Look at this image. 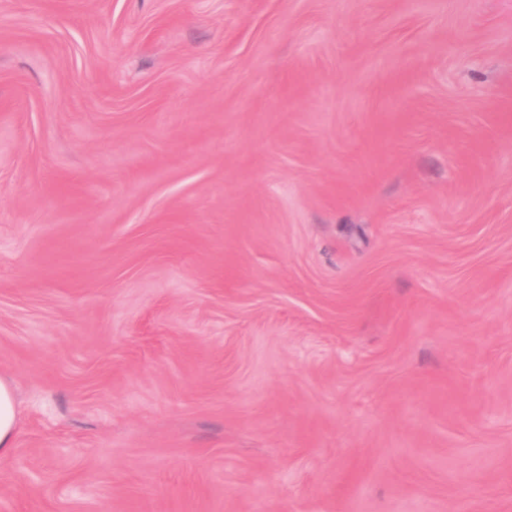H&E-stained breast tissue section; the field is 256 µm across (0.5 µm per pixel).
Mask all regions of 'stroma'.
Masks as SVG:
<instances>
[{
    "instance_id": "1",
    "label": "stroma",
    "mask_w": 512,
    "mask_h": 512,
    "mask_svg": "<svg viewBox=\"0 0 512 512\" xmlns=\"http://www.w3.org/2000/svg\"><path fill=\"white\" fill-rule=\"evenodd\" d=\"M0 512H512V0H0ZM18 410L15 391L8 379L0 377V458L15 448Z\"/></svg>"
}]
</instances>
